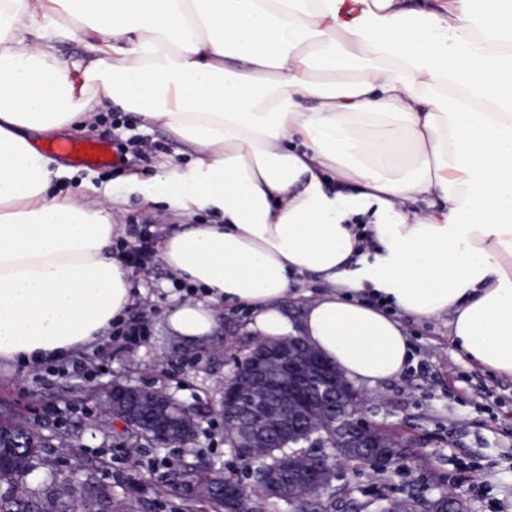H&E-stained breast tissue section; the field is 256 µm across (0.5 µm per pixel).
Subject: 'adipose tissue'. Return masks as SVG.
Segmentation results:
<instances>
[{
  "label": "adipose tissue",
  "mask_w": 512,
  "mask_h": 512,
  "mask_svg": "<svg viewBox=\"0 0 512 512\" xmlns=\"http://www.w3.org/2000/svg\"><path fill=\"white\" fill-rule=\"evenodd\" d=\"M63 33L83 57L58 58ZM113 107L189 157L131 191L223 218L160 243L203 291L175 333L239 306L258 339L305 337L374 385L411 356L397 312L447 314L512 377V0H0V365L67 360L134 301L109 185L52 193L67 173L30 144Z\"/></svg>",
  "instance_id": "obj_1"
}]
</instances>
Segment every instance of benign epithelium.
<instances>
[{"mask_svg":"<svg viewBox=\"0 0 512 512\" xmlns=\"http://www.w3.org/2000/svg\"><path fill=\"white\" fill-rule=\"evenodd\" d=\"M104 411L116 410L141 420L152 428L154 446L187 448L198 432L199 421L187 409L177 416L174 396L166 391L110 383L100 387ZM251 405L249 422L239 424L237 410ZM359 393L340 375L329 374L323 359L300 336H290L272 344L255 347L246 366L238 367L224 380V426L237 425L236 448L258 466L257 473L271 500L295 508L298 496H319L336 476V460L364 463L360 459L377 447L376 429L360 417ZM303 425L309 435L332 442L333 453L283 452L270 460L264 447L273 432ZM7 453L0 454V467L12 463L22 449L32 447L27 436L3 440ZM233 491L235 512H251L249 487L232 482L224 491ZM454 510L455 498L446 494L437 499L422 498L418 512H436L440 502Z\"/></svg>","mask_w":512,"mask_h":512,"instance_id":"7a95c632","label":"benign epithelium"}]
</instances>
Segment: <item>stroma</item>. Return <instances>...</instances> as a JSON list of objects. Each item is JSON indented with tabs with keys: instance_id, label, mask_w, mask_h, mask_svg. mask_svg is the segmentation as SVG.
<instances>
[{
	"instance_id": "stroma-1",
	"label": "stroma",
	"mask_w": 512,
	"mask_h": 512,
	"mask_svg": "<svg viewBox=\"0 0 512 512\" xmlns=\"http://www.w3.org/2000/svg\"><path fill=\"white\" fill-rule=\"evenodd\" d=\"M73 139L119 140L145 138L153 146L148 159L134 153L117 156L105 168L75 166L64 187L85 192L87 185L113 184L123 190L124 178L138 172L148 178L165 160L183 164L182 146L162 126L143 123L135 114L104 108L89 132L73 130ZM130 243L134 229H149L159 243L184 215L159 217L141 196L127 197L116 215ZM136 290L130 314L147 313L149 334L140 346L127 350L101 339L85 351L88 377L55 374L52 365L0 369V416L9 415L45 436L28 476L31 512H58L71 484L83 488L85 512H222L200 500L198 481L212 475L254 485V465L238 456L224 440L222 383L255 344L247 329L248 315L224 311L215 336L188 340L166 322L175 280L161 264L150 272L133 271ZM412 356L404 373L360 386L361 415L370 425L408 441L413 459L381 474L368 465L339 463L325 490L334 498L333 512H352L354 504L381 495L403 498L419 493L431 498L447 493L466 512H512V379L497 375L468 359L451 338L450 316L420 319L401 316ZM148 385L174 394L203 421L191 450L168 449L172 465L152 472L146 461L155 451L133 437L117 421L101 420L100 402L84 403L89 386L106 382ZM474 466L484 486L473 494L452 482L461 464Z\"/></svg>"
}]
</instances>
